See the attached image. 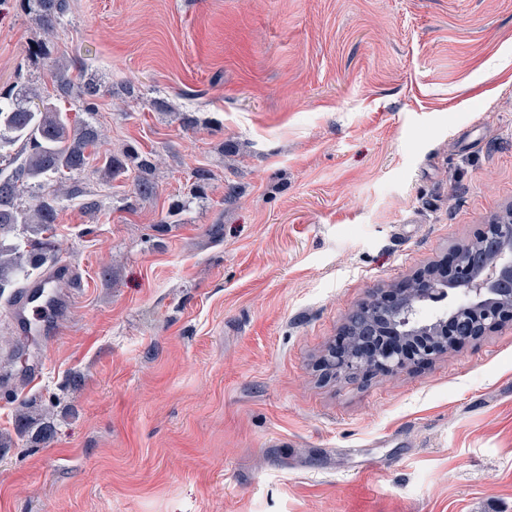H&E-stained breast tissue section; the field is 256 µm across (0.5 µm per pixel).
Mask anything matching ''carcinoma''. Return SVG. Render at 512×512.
Here are the masks:
<instances>
[{
  "label": "carcinoma",
  "mask_w": 512,
  "mask_h": 512,
  "mask_svg": "<svg viewBox=\"0 0 512 512\" xmlns=\"http://www.w3.org/2000/svg\"><path fill=\"white\" fill-rule=\"evenodd\" d=\"M37 24L46 32L69 13L70 0H25ZM54 94L12 86L0 92V296L14 294L31 278L41 276L56 261L52 241L58 203L79 198L83 209L94 213L99 202L78 185L90 165L99 130L87 120L72 118L61 102L87 101L98 94L92 80L76 81L68 65L53 61ZM109 179L137 171L134 194L149 199L156 194V159L151 152L128 148L99 159ZM192 200H204L212 174L197 168L192 174ZM39 195L31 205L23 198L33 190Z\"/></svg>",
  "instance_id": "carcinoma-1"
}]
</instances>
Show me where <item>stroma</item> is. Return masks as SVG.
<instances>
[{"mask_svg":"<svg viewBox=\"0 0 512 512\" xmlns=\"http://www.w3.org/2000/svg\"><path fill=\"white\" fill-rule=\"evenodd\" d=\"M70 3L47 35L0 0V87L51 93L66 61L99 88L71 116L99 154L158 155V188L89 166L99 211L61 200L53 231L74 300L22 336L0 299V512H512V325L316 370L359 304L512 204V0ZM198 167L207 200L165 224ZM30 399L51 440L18 435Z\"/></svg>","mask_w":512,"mask_h":512,"instance_id":"obj_1","label":"stroma"}]
</instances>
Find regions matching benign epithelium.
<instances>
[{"label": "benign epithelium", "instance_id": "benign-epithelium-1", "mask_svg": "<svg viewBox=\"0 0 512 512\" xmlns=\"http://www.w3.org/2000/svg\"><path fill=\"white\" fill-rule=\"evenodd\" d=\"M462 294L466 299L434 323L416 318L417 306ZM375 302L399 311L398 321L382 327L359 320L360 309L352 311L341 335L354 337L355 346L330 349L321 362L324 378L398 371L449 352L450 342L461 336L476 338L512 322V220L492 217L478 243L459 246L442 268L418 273Z\"/></svg>", "mask_w": 512, "mask_h": 512}]
</instances>
